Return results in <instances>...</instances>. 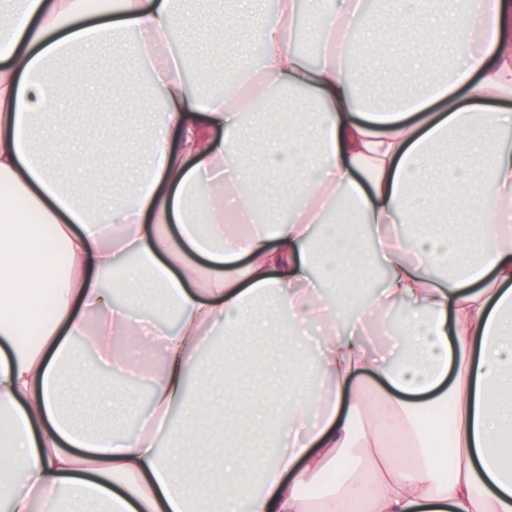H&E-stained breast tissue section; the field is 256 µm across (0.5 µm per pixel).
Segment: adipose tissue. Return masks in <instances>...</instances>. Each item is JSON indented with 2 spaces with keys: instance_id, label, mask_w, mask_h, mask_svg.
Masks as SVG:
<instances>
[{
  "instance_id": "ef3b65f1",
  "label": "adipose tissue",
  "mask_w": 512,
  "mask_h": 512,
  "mask_svg": "<svg viewBox=\"0 0 512 512\" xmlns=\"http://www.w3.org/2000/svg\"><path fill=\"white\" fill-rule=\"evenodd\" d=\"M240 0L257 34L262 96L243 69L188 81L198 45L181 0H21L0 17V492L8 512H201L196 483L217 489L213 512H312L309 488L359 463L371 475L360 512H512V0H381L386 26H350L362 0H304L319 62L295 49L297 8ZM182 39L171 40L174 28ZM137 34L127 46V34ZM383 42L426 74L421 90L379 109L349 55ZM117 52L149 70L161 122L132 189L88 200L44 163L35 144L65 103L106 71L70 83L50 75L72 49ZM450 204L411 196L433 175L430 151L450 134ZM53 225L54 238L41 228ZM383 269L375 295L352 303L349 274ZM157 302L174 324L134 317ZM270 303L315 358L272 363L284 383L257 413L268 437L257 462L242 443V360L228 356L223 431L213 396L192 387L213 338L259 331ZM318 340L309 343L307 332ZM394 339L397 355L373 348ZM143 372L149 415L121 401L112 416L137 433L94 435L69 403L111 384L82 369ZM160 352L159 369L147 367ZM376 402H369L368 394ZM397 444L384 451L381 407ZM193 439L229 453L210 471L183 470L175 411ZM169 451H162L161 442Z\"/></svg>"
}]
</instances>
